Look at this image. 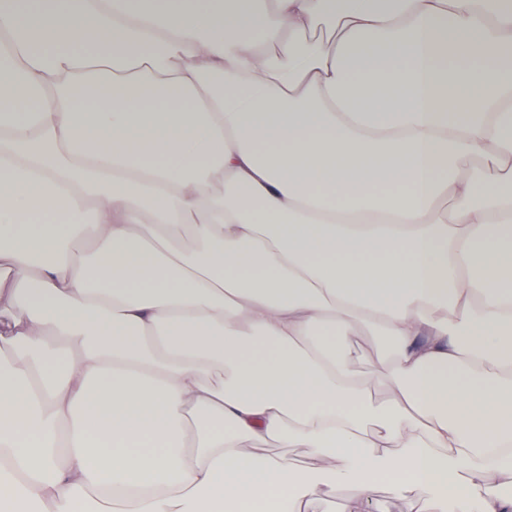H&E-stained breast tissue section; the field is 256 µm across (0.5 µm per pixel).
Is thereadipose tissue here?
Returning a JSON list of instances; mask_svg holds the SVG:
<instances>
[{"mask_svg":"<svg viewBox=\"0 0 512 512\" xmlns=\"http://www.w3.org/2000/svg\"><path fill=\"white\" fill-rule=\"evenodd\" d=\"M0 468L12 512H512V0H0ZM380 344V336H376L369 328H365L358 336L357 354L353 360V367L373 380L379 381L380 386L377 391L379 396L383 397L386 394L383 384L386 383L388 365L376 356Z\"/></svg>","mask_w":512,"mask_h":512,"instance_id":"obj_1","label":"adipose tissue"}]
</instances>
